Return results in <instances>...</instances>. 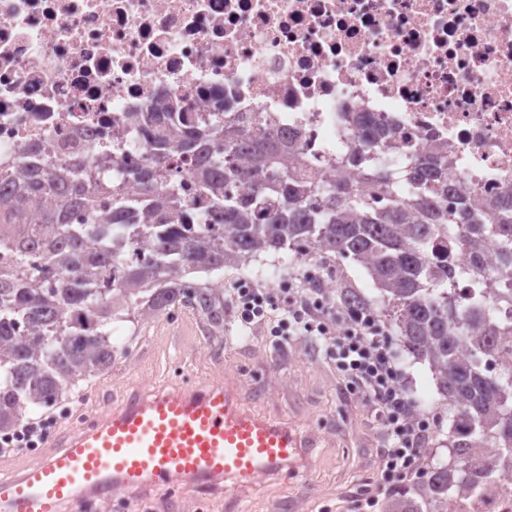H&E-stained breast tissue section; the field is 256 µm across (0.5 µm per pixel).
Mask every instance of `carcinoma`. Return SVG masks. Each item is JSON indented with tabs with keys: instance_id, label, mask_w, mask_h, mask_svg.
Segmentation results:
<instances>
[{
	"instance_id": "cac0c4a2",
	"label": "carcinoma",
	"mask_w": 512,
	"mask_h": 512,
	"mask_svg": "<svg viewBox=\"0 0 512 512\" xmlns=\"http://www.w3.org/2000/svg\"><path fill=\"white\" fill-rule=\"evenodd\" d=\"M170 106L140 113L146 164L118 165L126 133L112 137V158L64 165L0 168V432L53 408L78 383L112 366V322H139L192 308L224 338V292L191 283L192 272L238 270L270 251L310 250L350 258L380 291L374 306L351 288L345 310L378 311L404 348L428 361L453 423L448 448L469 464L423 465L424 479L383 503V512H448V496L512 482V355L494 359L500 340L482 322V289L452 288L448 236L467 254L486 233L497 241L499 278L512 283V193L485 202L477 194L442 207L425 188L408 199L400 180L448 197V156H417L398 176L373 172L362 191L348 167L379 131L362 120L360 147L330 181L298 179L304 160L291 142L224 120L222 112L179 113L157 133ZM140 188L129 196L125 184ZM210 206L208 223L194 215ZM499 449L485 452L488 443Z\"/></svg>"
}]
</instances>
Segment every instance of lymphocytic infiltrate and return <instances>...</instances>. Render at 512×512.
<instances>
[{"label":"lymphocytic infiltrate","instance_id":"1","mask_svg":"<svg viewBox=\"0 0 512 512\" xmlns=\"http://www.w3.org/2000/svg\"><path fill=\"white\" fill-rule=\"evenodd\" d=\"M228 297L241 308L245 323L265 321L275 310L282 335L321 336L345 388L378 415L385 442L379 460L381 481L377 495L359 505L361 512H373L381 495L407 481L411 467L424 456L418 415L402 387L387 331L367 314L318 303L304 287L289 289L287 298L270 305L260 288H232Z\"/></svg>","mask_w":512,"mask_h":512}]
</instances>
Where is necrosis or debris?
<instances>
[{"instance_id":"4bbe7bcc","label":"necrosis or debris","mask_w":512,"mask_h":512,"mask_svg":"<svg viewBox=\"0 0 512 512\" xmlns=\"http://www.w3.org/2000/svg\"><path fill=\"white\" fill-rule=\"evenodd\" d=\"M168 99L299 134L303 179L335 172L355 113L385 129L376 171L448 153V185L512 190V0H0V167L32 146L89 158ZM448 512H512V484Z\"/></svg>"}]
</instances>
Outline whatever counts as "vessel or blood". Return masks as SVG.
Masks as SVG:
<instances>
[{"mask_svg":"<svg viewBox=\"0 0 512 512\" xmlns=\"http://www.w3.org/2000/svg\"><path fill=\"white\" fill-rule=\"evenodd\" d=\"M55 451L0 475V512H82L114 493L163 484L199 492L256 489L311 469L314 438L248 409L234 377L135 391L55 441Z\"/></svg>","mask_w":512,"mask_h":512,"instance_id":"vessel-or-blood-1","label":"vessel or blood"}]
</instances>
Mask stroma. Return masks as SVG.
I'll list each match as a JSON object with an SVG mask.
<instances>
[{
  "instance_id": "obj_1",
  "label": "stroma",
  "mask_w": 512,
  "mask_h": 512,
  "mask_svg": "<svg viewBox=\"0 0 512 512\" xmlns=\"http://www.w3.org/2000/svg\"><path fill=\"white\" fill-rule=\"evenodd\" d=\"M236 308L224 309V336H211L198 314L177 310L143 322H114L112 341L124 352L111 369L82 383L89 413L119 403L136 388L188 381L202 384L232 373L242 382L246 403L280 421L302 424L319 441L316 464L300 481L268 477L242 500L224 494L162 488L157 498L115 494V512H162L175 500L177 512H353L354 501L374 488L380 426L364 402L347 392L316 336H296L280 344L272 327L240 331ZM392 349L402 382L420 410L438 404L428 363L406 353L399 340Z\"/></svg>"
}]
</instances>
